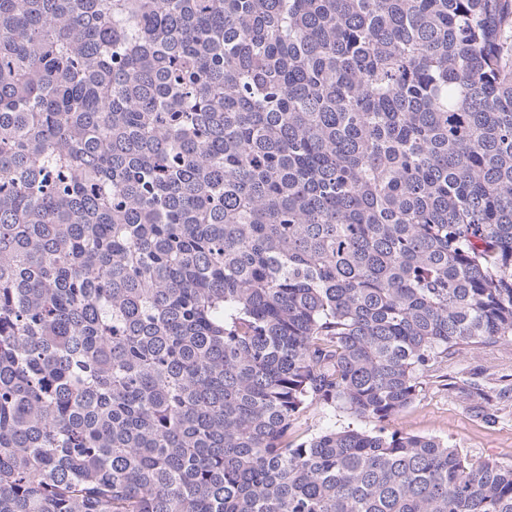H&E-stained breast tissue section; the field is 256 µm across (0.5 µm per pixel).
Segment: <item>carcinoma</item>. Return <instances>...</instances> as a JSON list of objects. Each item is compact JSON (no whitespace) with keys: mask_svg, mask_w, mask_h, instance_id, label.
<instances>
[{"mask_svg":"<svg viewBox=\"0 0 512 512\" xmlns=\"http://www.w3.org/2000/svg\"><path fill=\"white\" fill-rule=\"evenodd\" d=\"M502 338L512 0H0V512H512L432 438L288 441Z\"/></svg>","mask_w":512,"mask_h":512,"instance_id":"1","label":"carcinoma"}]
</instances>
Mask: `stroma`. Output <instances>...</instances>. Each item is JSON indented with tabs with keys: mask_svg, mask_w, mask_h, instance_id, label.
<instances>
[{
	"mask_svg": "<svg viewBox=\"0 0 512 512\" xmlns=\"http://www.w3.org/2000/svg\"><path fill=\"white\" fill-rule=\"evenodd\" d=\"M468 381L488 392L497 421L488 425L475 417L468 401L449 391L452 382ZM417 398L387 422V430L432 438L460 448L475 459L512 464V340L467 348L442 364L438 376H423ZM340 409L311 406L294 423L288 438L301 442L329 427L351 424Z\"/></svg>",
	"mask_w": 512,
	"mask_h": 512,
	"instance_id": "1",
	"label": "stroma"
}]
</instances>
